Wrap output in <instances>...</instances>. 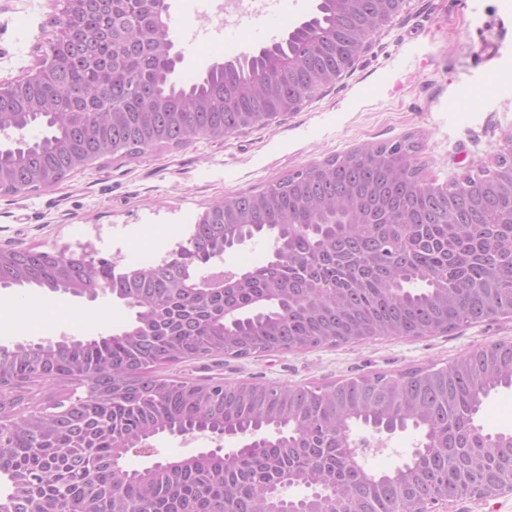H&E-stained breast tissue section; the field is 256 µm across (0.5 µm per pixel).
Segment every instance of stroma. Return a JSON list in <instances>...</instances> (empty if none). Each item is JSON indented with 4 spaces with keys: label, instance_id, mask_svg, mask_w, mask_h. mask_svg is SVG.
I'll use <instances>...</instances> for the list:
<instances>
[{
    "label": "stroma",
    "instance_id": "stroma-1",
    "mask_svg": "<svg viewBox=\"0 0 512 512\" xmlns=\"http://www.w3.org/2000/svg\"><path fill=\"white\" fill-rule=\"evenodd\" d=\"M170 24H189L175 39L183 56L176 77L197 79L239 47H263L266 24L216 31L199 15L185 18L186 0H169ZM62 0H0V81L18 79L51 37L50 19ZM512 0H408L352 73L308 99L299 111L264 127L157 148L135 159L96 162L58 185L0 195V247L96 253L118 266L156 264L185 241L198 217L230 194L258 192L313 163L356 148L413 142L425 181L442 186L497 153L512 130ZM55 319L30 330L25 317L0 330V345L25 340L86 338L121 330L129 310L110 296L96 300L42 293ZM512 342V317L420 338L379 337L301 352L245 359L212 357L173 365L180 380L213 377L228 383L331 384L364 373L439 368L493 342ZM156 458L188 457L211 449L204 436L153 438ZM153 458V459H156ZM153 459L131 453L130 469Z\"/></svg>",
    "mask_w": 512,
    "mask_h": 512
}]
</instances>
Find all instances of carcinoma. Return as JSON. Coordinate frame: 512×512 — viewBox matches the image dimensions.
Segmentation results:
<instances>
[{
    "label": "carcinoma",
    "mask_w": 512,
    "mask_h": 512,
    "mask_svg": "<svg viewBox=\"0 0 512 512\" xmlns=\"http://www.w3.org/2000/svg\"><path fill=\"white\" fill-rule=\"evenodd\" d=\"M165 0H90L52 21L55 72L0 95V125L40 126L24 147H0V194L39 190L100 159L219 139L265 126L288 97L336 69L371 0L351 16L317 13L273 44L243 52L187 85L157 50ZM101 37L88 42L87 33ZM412 146H367L298 170L258 194L215 202L157 264L115 272L110 259L36 248L0 256V286L108 293L135 310L119 333L0 346V392L29 406L0 427V512H254L287 475L363 512H416L427 498L474 494L492 467L512 466V431L477 424L484 399L512 387V342L441 368L362 374L329 386H225L172 380L186 357L248 358L379 336L451 333L512 316V185L464 176L440 197L401 170ZM272 257L228 287L197 288L201 268L244 238ZM77 382L78 398L62 387ZM421 432V454L391 471L351 464L352 428ZM203 431L241 440L228 451L115 470L117 445Z\"/></svg>",
    "instance_id": "obj_1"
}]
</instances>
